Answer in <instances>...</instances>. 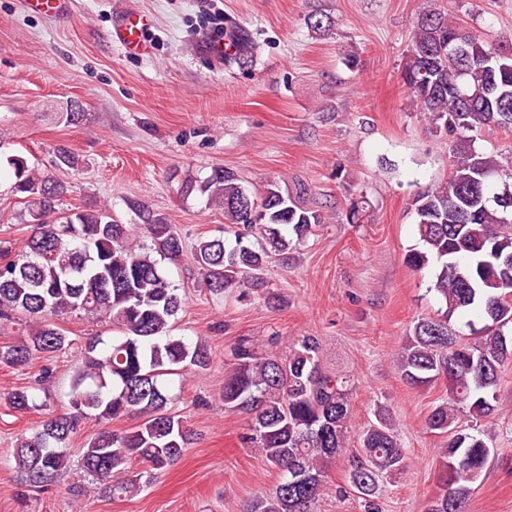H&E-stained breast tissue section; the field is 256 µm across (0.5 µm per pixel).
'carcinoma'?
Wrapping results in <instances>:
<instances>
[{
  "label": "carcinoma",
  "mask_w": 512,
  "mask_h": 512,
  "mask_svg": "<svg viewBox=\"0 0 512 512\" xmlns=\"http://www.w3.org/2000/svg\"><path fill=\"white\" fill-rule=\"evenodd\" d=\"M226 35L239 49L225 55L224 63H247L255 44L230 20ZM402 79L416 110L449 140V173L412 200L421 248L411 251L406 263L432 267L431 291L441 307L415 322L396 368L414 388L442 378L448 384V400L425 418L427 429L443 438L444 459L440 492L427 512H466V483L480 477L495 453L478 422L497 411L500 374L512 363V266L501 265L512 258V168L504 169L498 154L476 146L488 130L512 134V35L489 40L447 11L429 10L412 30ZM60 114L70 125L84 117L75 100ZM6 161L29 234L20 252L0 240V324L25 318L24 337L0 346V364L24 368L72 349L73 340L59 325L66 316H101L117 332L85 341L68 407L48 413L37 433L18 440L17 469L33 486L54 482L70 466L69 443L78 427L93 418L105 427L78 449L82 471L112 498H129L192 444V431L170 411L167 377L205 370L212 361L207 340L172 334L185 299L163 262H180L185 243L165 217L135 202L131 210L151 247L134 245L130 225L114 219L108 206L64 209L68 186L52 171L31 167L19 155ZM80 163L71 149L54 150L57 170H76ZM195 191L224 211L234 235L232 241L206 237L192 250L215 295L235 291L246 298L265 288L268 259L289 254L322 223L319 211L298 205L277 184L253 195L222 167L198 186L185 184L186 194ZM230 355L224 410L249 417L242 444L258 449L281 473L272 495L254 500L249 512H314L326 464L345 451L348 381L322 368L312 336L302 337L285 356L244 338ZM4 402L18 413L45 407L27 388L7 393ZM133 412L142 417L138 425L107 427ZM463 417L468 423H461ZM360 448L348 482L365 512H378L380 479L405 467L404 448L386 409L375 411ZM134 461L145 470L134 472Z\"/></svg>",
  "instance_id": "cac0c4a2"
}]
</instances>
